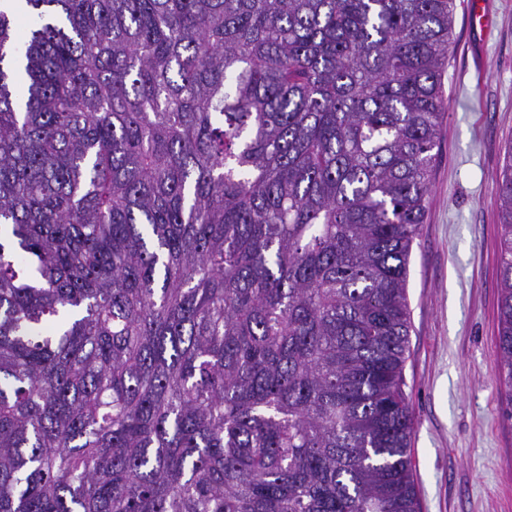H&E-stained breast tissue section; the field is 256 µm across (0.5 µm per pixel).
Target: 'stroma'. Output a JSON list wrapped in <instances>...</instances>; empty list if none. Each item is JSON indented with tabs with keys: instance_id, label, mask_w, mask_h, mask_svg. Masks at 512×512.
Instances as JSON below:
<instances>
[{
	"instance_id": "stroma-1",
	"label": "stroma",
	"mask_w": 512,
	"mask_h": 512,
	"mask_svg": "<svg viewBox=\"0 0 512 512\" xmlns=\"http://www.w3.org/2000/svg\"><path fill=\"white\" fill-rule=\"evenodd\" d=\"M473 34L454 0L448 109L428 213L409 260L404 390L416 420L422 512H512V420L497 389L499 253L495 177L512 144V0H487Z\"/></svg>"
}]
</instances>
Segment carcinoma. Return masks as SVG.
<instances>
[{
  "instance_id": "carcinoma-1",
  "label": "carcinoma",
  "mask_w": 512,
  "mask_h": 512,
  "mask_svg": "<svg viewBox=\"0 0 512 512\" xmlns=\"http://www.w3.org/2000/svg\"><path fill=\"white\" fill-rule=\"evenodd\" d=\"M0 0V512H421L407 278L453 0ZM495 378L512 419V146Z\"/></svg>"
}]
</instances>
